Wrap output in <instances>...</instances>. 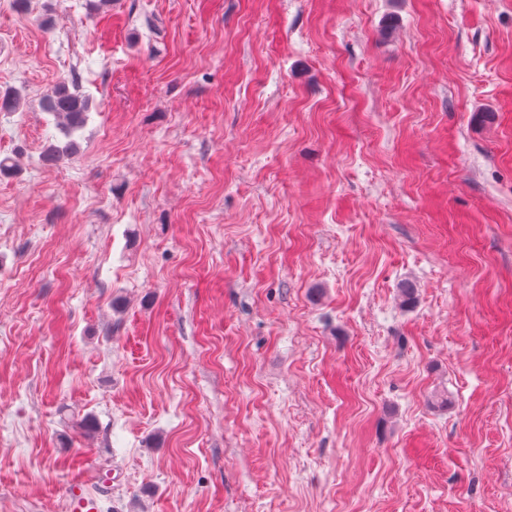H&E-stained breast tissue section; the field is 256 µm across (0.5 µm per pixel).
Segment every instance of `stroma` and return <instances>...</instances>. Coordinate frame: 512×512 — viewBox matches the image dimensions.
<instances>
[{"label":"stroma","instance_id":"obj_1","mask_svg":"<svg viewBox=\"0 0 512 512\" xmlns=\"http://www.w3.org/2000/svg\"><path fill=\"white\" fill-rule=\"evenodd\" d=\"M0 90V512H512V0H0ZM71 85L72 90L65 79L56 83L42 101L43 110L60 121L66 136L85 125L90 109L89 100L76 89L74 79Z\"/></svg>","mask_w":512,"mask_h":512}]
</instances>
